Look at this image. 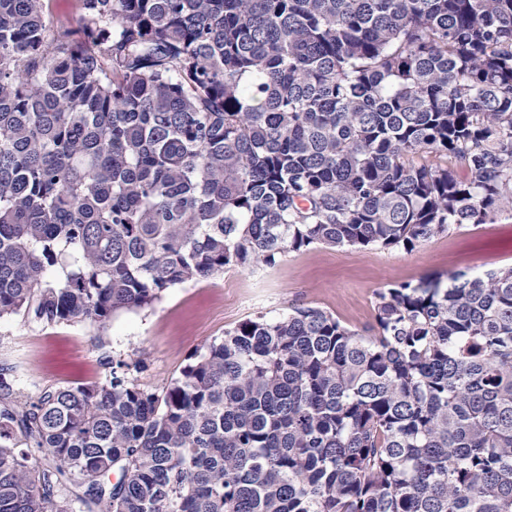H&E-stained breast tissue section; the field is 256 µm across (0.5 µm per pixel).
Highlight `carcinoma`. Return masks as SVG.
Instances as JSON below:
<instances>
[{
  "instance_id": "obj_1",
  "label": "carcinoma",
  "mask_w": 512,
  "mask_h": 512,
  "mask_svg": "<svg viewBox=\"0 0 512 512\" xmlns=\"http://www.w3.org/2000/svg\"><path fill=\"white\" fill-rule=\"evenodd\" d=\"M512 219V0H0V318ZM28 396L0 512H512V266ZM117 476L111 480V476ZM79 0H45L46 18L52 25L58 20H67L72 27L79 21Z\"/></svg>"
}]
</instances>
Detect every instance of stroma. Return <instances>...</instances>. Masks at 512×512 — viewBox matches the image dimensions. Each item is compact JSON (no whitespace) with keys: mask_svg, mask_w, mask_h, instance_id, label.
Here are the masks:
<instances>
[{"mask_svg":"<svg viewBox=\"0 0 512 512\" xmlns=\"http://www.w3.org/2000/svg\"><path fill=\"white\" fill-rule=\"evenodd\" d=\"M510 266L511 220L465 224L410 252L317 247L286 254L271 268H230L167 289L152 307L115 314L102 331L88 322L2 318L0 365L10 366L17 387L34 396L106 381L109 356L128 363L138 384L159 390L179 377L194 352L255 316L276 319L295 307H317L361 328L373 323L376 294L391 284Z\"/></svg>","mask_w":512,"mask_h":512,"instance_id":"stroma-1","label":"stroma"}]
</instances>
